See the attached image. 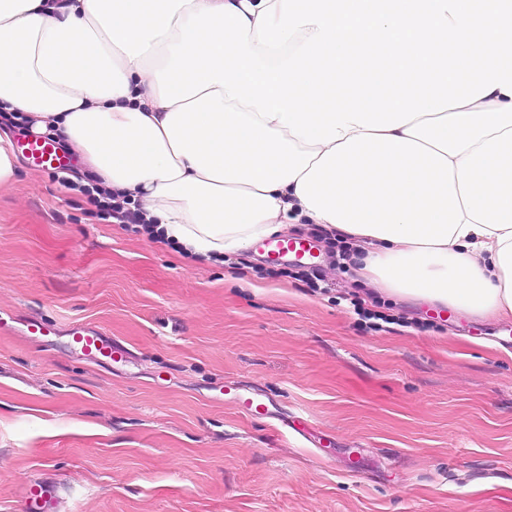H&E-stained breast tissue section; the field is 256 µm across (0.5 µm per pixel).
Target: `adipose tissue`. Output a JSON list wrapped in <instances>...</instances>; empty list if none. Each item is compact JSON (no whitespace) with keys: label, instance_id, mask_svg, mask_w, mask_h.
Listing matches in <instances>:
<instances>
[{"label":"adipose tissue","instance_id":"ef3b65f1","mask_svg":"<svg viewBox=\"0 0 512 512\" xmlns=\"http://www.w3.org/2000/svg\"><path fill=\"white\" fill-rule=\"evenodd\" d=\"M209 259L294 224L512 317V0H0V112Z\"/></svg>","mask_w":512,"mask_h":512}]
</instances>
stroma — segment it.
<instances>
[{
	"mask_svg": "<svg viewBox=\"0 0 512 512\" xmlns=\"http://www.w3.org/2000/svg\"><path fill=\"white\" fill-rule=\"evenodd\" d=\"M19 160L0 189V512L40 479L60 512H512L511 317L371 292L309 224L291 234L324 292L252 252L236 271L186 257ZM33 319L55 335L29 338ZM76 323L127 361L84 359Z\"/></svg>",
	"mask_w": 512,
	"mask_h": 512,
	"instance_id": "obj_1",
	"label": "stroma"
}]
</instances>
